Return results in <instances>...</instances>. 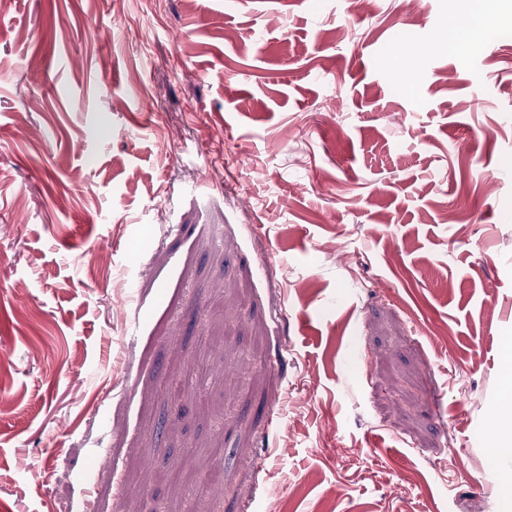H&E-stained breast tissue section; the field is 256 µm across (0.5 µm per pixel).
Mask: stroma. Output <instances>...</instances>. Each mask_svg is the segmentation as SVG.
Returning a JSON list of instances; mask_svg holds the SVG:
<instances>
[{"instance_id": "stroma-1", "label": "stroma", "mask_w": 512, "mask_h": 512, "mask_svg": "<svg viewBox=\"0 0 512 512\" xmlns=\"http://www.w3.org/2000/svg\"><path fill=\"white\" fill-rule=\"evenodd\" d=\"M455 11L0 0V512H512V23ZM508 3V8L505 12L499 15L488 16L485 18L481 25L476 27L467 28V33L469 35V39L471 41H480L484 45L488 44V35L497 26L500 24L510 21L512 19V3L510 0H506Z\"/></svg>"}]
</instances>
